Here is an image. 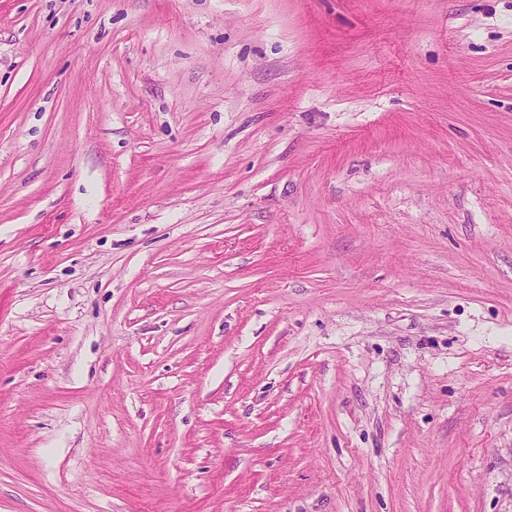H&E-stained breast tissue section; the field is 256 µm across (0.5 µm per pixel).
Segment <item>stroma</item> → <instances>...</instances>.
I'll use <instances>...</instances> for the list:
<instances>
[{"mask_svg": "<svg viewBox=\"0 0 512 512\" xmlns=\"http://www.w3.org/2000/svg\"><path fill=\"white\" fill-rule=\"evenodd\" d=\"M0 512H512V0H0Z\"/></svg>", "mask_w": 512, "mask_h": 512, "instance_id": "35a3bbf8", "label": "stroma"}]
</instances>
